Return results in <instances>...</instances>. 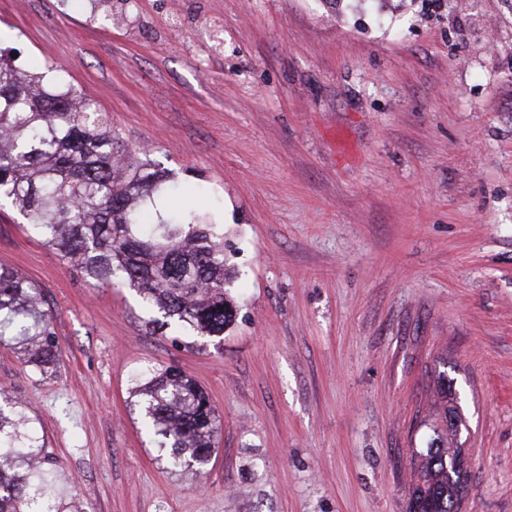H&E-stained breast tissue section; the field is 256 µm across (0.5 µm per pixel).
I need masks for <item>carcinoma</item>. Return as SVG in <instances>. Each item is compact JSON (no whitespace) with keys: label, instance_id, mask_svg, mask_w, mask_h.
Wrapping results in <instances>:
<instances>
[{"label":"carcinoma","instance_id":"1","mask_svg":"<svg viewBox=\"0 0 512 512\" xmlns=\"http://www.w3.org/2000/svg\"><path fill=\"white\" fill-rule=\"evenodd\" d=\"M0 54V200L15 208L61 264L95 287L121 281L172 323L220 337L235 318L224 293L231 276L224 236L197 213L161 215L154 198L177 191L168 173L132 163L92 104L75 88L53 91ZM54 312L41 290L0 265V343L12 342L40 375L60 351ZM442 409L427 447L414 451L417 478L408 512H459L468 430L453 381L438 382ZM147 431L169 464L209 462L221 420L208 393L185 372L162 366L134 391ZM22 399L0 392V512H53L56 464L28 428Z\"/></svg>","mask_w":512,"mask_h":512}]
</instances>
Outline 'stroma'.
<instances>
[{
  "label": "stroma",
  "instance_id": "obj_1",
  "mask_svg": "<svg viewBox=\"0 0 512 512\" xmlns=\"http://www.w3.org/2000/svg\"><path fill=\"white\" fill-rule=\"evenodd\" d=\"M92 101L123 152L217 216L223 339L149 333L9 203L0 264L55 312L58 365L0 346L59 512H408L438 376L468 421L462 512H512V0H0V50ZM174 365L222 420L171 467L135 377Z\"/></svg>",
  "mask_w": 512,
  "mask_h": 512
}]
</instances>
